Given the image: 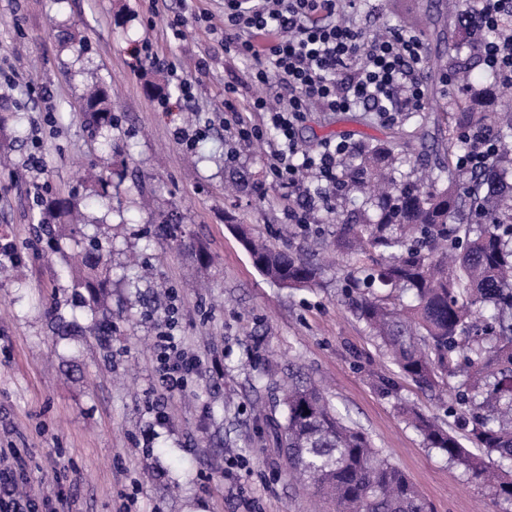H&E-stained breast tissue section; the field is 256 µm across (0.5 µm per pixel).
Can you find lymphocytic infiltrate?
Here are the masks:
<instances>
[{
    "label": "lymphocytic infiltrate",
    "instance_id": "1",
    "mask_svg": "<svg viewBox=\"0 0 512 512\" xmlns=\"http://www.w3.org/2000/svg\"><path fill=\"white\" fill-rule=\"evenodd\" d=\"M358 0H226L224 42L251 58L255 77L265 81V64H272L288 88V99L270 105L258 98L254 109L266 112L278 141L268 157L270 176L289 189L300 190L306 178L320 187L300 208H289L292 224L310 223L338 186V172L353 148L347 141H325L301 151L298 129L311 108L323 112L372 105L379 117L390 120L398 105L420 108L424 90L420 72L423 43L417 35L393 32L380 38L364 37L342 20L354 12ZM488 28L500 30L499 39L486 43L483 62L497 70L501 84L512 86V10L503 0H478ZM155 359L163 387L179 391L201 366L197 356L182 351L172 332L155 338Z\"/></svg>",
    "mask_w": 512,
    "mask_h": 512
}]
</instances>
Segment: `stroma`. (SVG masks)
Here are the masks:
<instances>
[{"mask_svg": "<svg viewBox=\"0 0 512 512\" xmlns=\"http://www.w3.org/2000/svg\"><path fill=\"white\" fill-rule=\"evenodd\" d=\"M442 0H369L358 23L365 37L412 31L416 14ZM76 27L81 40L65 43ZM151 44L160 58L139 56ZM253 66L224 48V0H0V140L12 174L0 173V241L19 247L22 279L0 277V470L13 474L38 512H333L288 477L272 437L281 389L315 381L337 412L409 476L432 512H494L485 489L428 448L402 413L412 406L453 426L431 392L404 377L344 303L343 273L328 261L311 289L283 288L254 267L233 230L277 246L308 249L332 238V224L302 228L285 211L300 198L267 175L274 137L254 149L236 121L264 95ZM193 96H167L146 80ZM112 89L118 118L104 153L79 109L87 83ZM464 78L425 91L423 109L380 120L369 106L309 112L304 146L345 140L357 149L393 142L423 121L422 162L443 159L450 119L438 104ZM204 128L192 147L176 129ZM112 169L109 206L90 209L87 234L112 241V333L57 336L55 315L83 307L59 253L34 235L33 186L84 194L87 168ZM175 211L176 238L154 219ZM151 275L127 287L135 264ZM174 334L203 364L170 394L157 381L153 340L171 300ZM166 413L158 424L157 413Z\"/></svg>", "mask_w": 512, "mask_h": 512, "instance_id": "35a3bbf8", "label": "stroma"}]
</instances>
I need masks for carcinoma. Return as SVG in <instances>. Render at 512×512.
<instances>
[{"instance_id": "cac0c4a2", "label": "carcinoma", "mask_w": 512, "mask_h": 512, "mask_svg": "<svg viewBox=\"0 0 512 512\" xmlns=\"http://www.w3.org/2000/svg\"><path fill=\"white\" fill-rule=\"evenodd\" d=\"M444 23L457 31L430 69L447 74L466 48L486 38L476 0H449ZM469 91L450 97L441 111L459 129L485 132L497 140L495 160L471 172L455 162L468 144L448 138L447 161L424 179L401 167L414 156L417 131L403 130L389 147L366 146L344 163L347 188L375 189L374 211L330 212L318 222L340 224L325 247L345 262V292L353 314L400 372L430 391L447 389L455 405L448 414L471 423L480 452L436 420L408 414L427 447L481 482L492 503L512 512V99L486 104L499 85L497 74L473 61ZM84 126L112 146L118 126L109 91L93 85L82 98ZM111 174L91 178L90 192L50 197L34 185L36 236H64L79 250L64 256L72 288L89 311L86 325L55 318L61 336H100L112 331L110 250L83 231L88 200L110 198ZM254 266L286 288H310L324 267L302 254L256 239L238 226ZM284 421L274 428L288 472L308 482L334 512H429L409 477L348 423L312 382H291L281 399Z\"/></svg>"}]
</instances>
